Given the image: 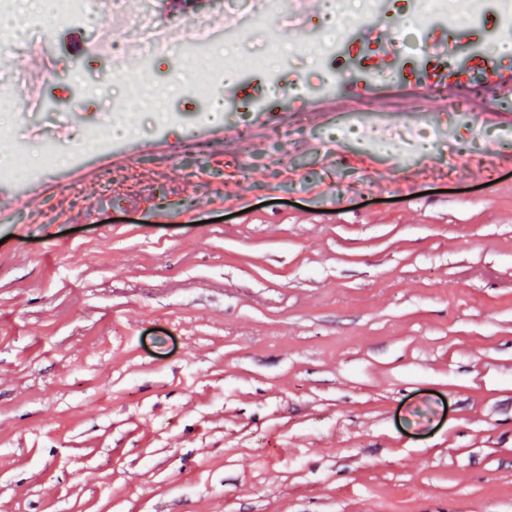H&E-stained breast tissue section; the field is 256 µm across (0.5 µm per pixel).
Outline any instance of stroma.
<instances>
[{
  "label": "stroma",
  "instance_id": "1",
  "mask_svg": "<svg viewBox=\"0 0 512 512\" xmlns=\"http://www.w3.org/2000/svg\"><path fill=\"white\" fill-rule=\"evenodd\" d=\"M91 27L70 25L43 111L0 114V158L27 166L0 197L29 194L0 222V512H512V162L483 138L512 101L410 114L461 145L453 168L338 141L350 111L289 96L248 137L233 110L131 112L49 167L105 119L73 107L108 78L77 49ZM267 37L315 49L277 16L249 49ZM298 118L295 143L269 137Z\"/></svg>",
  "mask_w": 512,
  "mask_h": 512
}]
</instances>
